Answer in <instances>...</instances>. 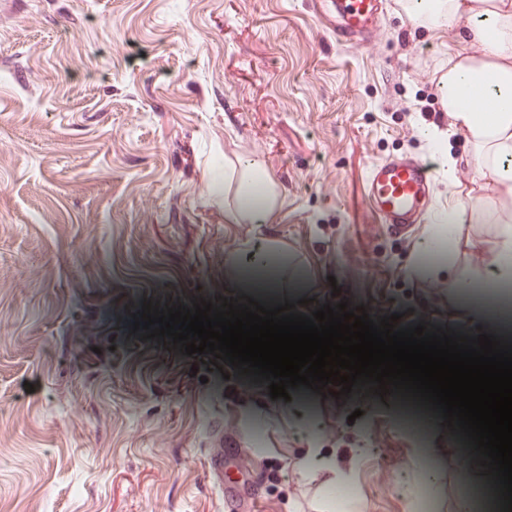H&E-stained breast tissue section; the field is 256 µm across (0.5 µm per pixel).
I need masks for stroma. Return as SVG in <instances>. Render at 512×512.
Wrapping results in <instances>:
<instances>
[{
    "instance_id": "obj_1",
    "label": "stroma",
    "mask_w": 512,
    "mask_h": 512,
    "mask_svg": "<svg viewBox=\"0 0 512 512\" xmlns=\"http://www.w3.org/2000/svg\"><path fill=\"white\" fill-rule=\"evenodd\" d=\"M476 50L398 2L351 48L310 0H0V512H320L334 465L362 512H404L418 489L465 512L478 481V512H497L480 455L416 399L274 400L134 330L146 303L248 296L512 344V284L484 271L496 225H456L447 261L427 257L457 190L487 195L437 93L449 55ZM406 154L436 183L399 233L367 179ZM251 160L273 183L265 224L230 216L232 165ZM259 249L283 258L264 288L243 274Z\"/></svg>"
}]
</instances>
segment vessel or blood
Listing matches in <instances>:
<instances>
[{
    "instance_id": "b4317fda",
    "label": "vessel or blood",
    "mask_w": 512,
    "mask_h": 512,
    "mask_svg": "<svg viewBox=\"0 0 512 512\" xmlns=\"http://www.w3.org/2000/svg\"><path fill=\"white\" fill-rule=\"evenodd\" d=\"M315 15L326 21L339 44L359 47L372 39L390 0H313ZM371 204L383 222L398 228L422 219L434 193L431 165L414 156H398L372 164L368 177Z\"/></svg>"
}]
</instances>
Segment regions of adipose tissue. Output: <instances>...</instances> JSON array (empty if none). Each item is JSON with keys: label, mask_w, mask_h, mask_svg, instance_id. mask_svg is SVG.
<instances>
[{"label": "adipose tissue", "mask_w": 512, "mask_h": 512, "mask_svg": "<svg viewBox=\"0 0 512 512\" xmlns=\"http://www.w3.org/2000/svg\"><path fill=\"white\" fill-rule=\"evenodd\" d=\"M405 9L430 25H449L479 54L455 53L439 84L440 103L449 128L464 133L474 163L492 186L499 209L484 215L498 225L492 274L512 280V0H406ZM234 211L236 219L267 223L274 207L269 177L262 166L248 161Z\"/></svg>", "instance_id": "ef3b65f1"}]
</instances>
